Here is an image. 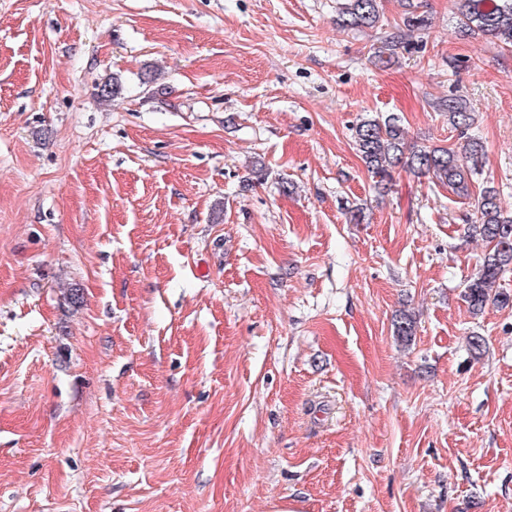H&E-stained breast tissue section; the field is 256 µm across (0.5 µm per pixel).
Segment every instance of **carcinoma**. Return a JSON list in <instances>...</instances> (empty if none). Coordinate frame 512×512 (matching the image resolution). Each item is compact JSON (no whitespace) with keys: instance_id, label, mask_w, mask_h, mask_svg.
Here are the masks:
<instances>
[{"instance_id":"carcinoma-1","label":"carcinoma","mask_w":512,"mask_h":512,"mask_svg":"<svg viewBox=\"0 0 512 512\" xmlns=\"http://www.w3.org/2000/svg\"><path fill=\"white\" fill-rule=\"evenodd\" d=\"M459 25L466 34L479 35L493 43L512 46V0H454ZM402 25L386 36L378 61L389 63L403 47L406 33L423 29L426 15L409 2ZM381 19L380 0H343L338 7L336 26L363 31L377 27ZM437 110L448 113V124L458 132V148L417 146L408 143L400 119L393 113L377 112L362 118L353 129L355 148L367 171L382 188L389 187L397 170L409 171L442 183L458 197L470 200L473 217L467 227L470 236L480 237L489 249L478 271L468 280L464 300L474 315L482 313L489 301L512 303V296L498 290V281L512 270V209L502 204L499 193L484 187L471 191L473 176L485 165L486 150L481 141L469 136L474 114L461 95L441 100ZM394 335L402 342L411 340L414 320L404 311L392 321Z\"/></svg>"}]
</instances>
